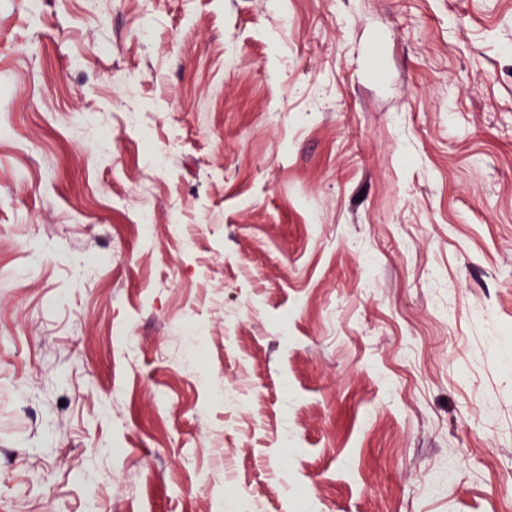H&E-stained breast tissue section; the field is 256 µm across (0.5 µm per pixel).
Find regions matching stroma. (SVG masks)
<instances>
[{"label": "stroma", "instance_id": "stroma-1", "mask_svg": "<svg viewBox=\"0 0 512 512\" xmlns=\"http://www.w3.org/2000/svg\"><path fill=\"white\" fill-rule=\"evenodd\" d=\"M1 72L0 512H503L512 0H0Z\"/></svg>", "mask_w": 512, "mask_h": 512}]
</instances>
